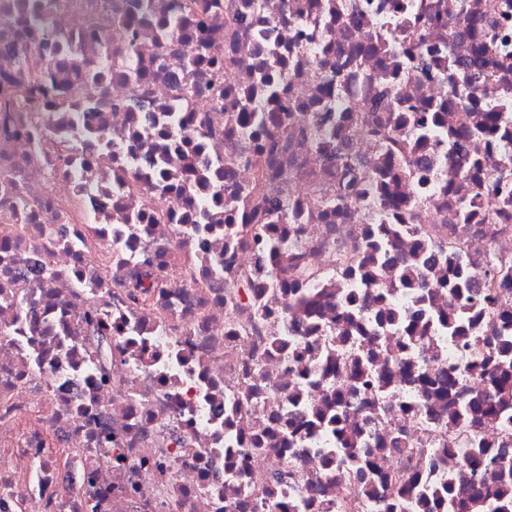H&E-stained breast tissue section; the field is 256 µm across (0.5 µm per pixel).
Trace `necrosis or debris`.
Here are the masks:
<instances>
[{"instance_id":"obj_1","label":"necrosis or debris","mask_w":512,"mask_h":512,"mask_svg":"<svg viewBox=\"0 0 512 512\" xmlns=\"http://www.w3.org/2000/svg\"><path fill=\"white\" fill-rule=\"evenodd\" d=\"M476 74L489 94L463 96ZM19 86L0 512H379L412 474L512 486L448 446L449 416L494 396L503 327L441 326L465 303L446 252L475 291L512 270V0H0V94ZM340 159L376 180L341 195ZM390 310L410 333L380 332Z\"/></svg>"}]
</instances>
